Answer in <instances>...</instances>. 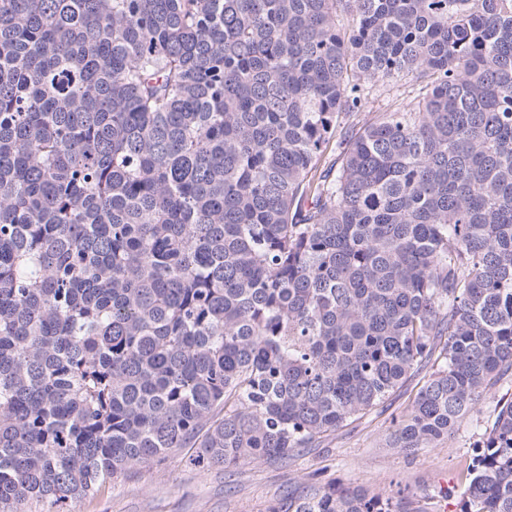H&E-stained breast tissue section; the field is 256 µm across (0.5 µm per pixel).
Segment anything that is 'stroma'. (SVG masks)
I'll return each mask as SVG.
<instances>
[{
    "mask_svg": "<svg viewBox=\"0 0 512 512\" xmlns=\"http://www.w3.org/2000/svg\"><path fill=\"white\" fill-rule=\"evenodd\" d=\"M418 388L417 381L408 382L384 404L289 460L200 468L190 464L184 448L114 479L95 496L71 500L66 512H267L283 499L304 495L309 485L327 482L382 494L401 490L427 512H460L475 446L499 398L512 395V381L486 394L456 432L434 447H389L393 420Z\"/></svg>",
    "mask_w": 512,
    "mask_h": 512,
    "instance_id": "35a3bbf8",
    "label": "stroma"
}]
</instances>
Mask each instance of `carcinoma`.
Segmentation results:
<instances>
[{
    "label": "carcinoma",
    "mask_w": 512,
    "mask_h": 512,
    "mask_svg": "<svg viewBox=\"0 0 512 512\" xmlns=\"http://www.w3.org/2000/svg\"><path fill=\"white\" fill-rule=\"evenodd\" d=\"M422 372L406 452L512 376V0H0V512L285 460ZM496 410L461 512H512Z\"/></svg>",
    "instance_id": "1"
}]
</instances>
